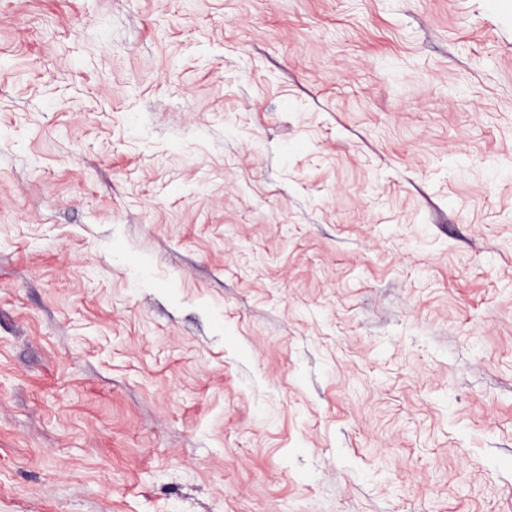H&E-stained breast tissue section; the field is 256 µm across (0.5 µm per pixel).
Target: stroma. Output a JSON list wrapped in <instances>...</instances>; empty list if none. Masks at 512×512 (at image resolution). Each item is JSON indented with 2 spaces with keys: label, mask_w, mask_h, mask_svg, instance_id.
Here are the masks:
<instances>
[{
  "label": "stroma",
  "mask_w": 512,
  "mask_h": 512,
  "mask_svg": "<svg viewBox=\"0 0 512 512\" xmlns=\"http://www.w3.org/2000/svg\"><path fill=\"white\" fill-rule=\"evenodd\" d=\"M0 512H512V0H0Z\"/></svg>",
  "instance_id": "35a3bbf8"
}]
</instances>
